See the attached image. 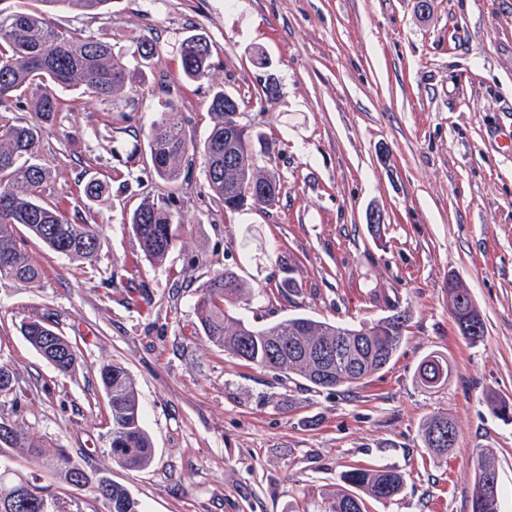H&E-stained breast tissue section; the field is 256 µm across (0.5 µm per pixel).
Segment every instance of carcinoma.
Segmentation results:
<instances>
[{
	"label": "carcinoma",
	"instance_id": "1",
	"mask_svg": "<svg viewBox=\"0 0 512 512\" xmlns=\"http://www.w3.org/2000/svg\"><path fill=\"white\" fill-rule=\"evenodd\" d=\"M49 8L73 5L83 11L108 8L111 0H42ZM187 54L180 55L182 73L188 80L210 77L209 46L204 39L183 40ZM132 79L129 62L112 53L107 33L87 34L83 30L62 29L43 12L0 10V105L9 98L27 94L34 100L33 121L20 123L0 111V280L38 286L42 267L27 249L29 232L49 250L65 256L92 259L98 256L101 239L96 225L71 221L58 205L45 198L50 171L36 162L42 133L60 111L59 90L78 88L86 96L106 100L123 90ZM222 90L209 104L213 125L202 146L187 138L180 112L171 105L156 113L148 130V146L153 172L174 183L182 165H192L203 156L208 187L224 207L236 211L254 201L256 176L277 183L274 174L253 160L251 134L241 130L236 143L224 139V125L233 119L224 112ZM175 214L153 201L142 203L131 215L130 224L144 254L161 259L176 241ZM448 307L462 335L477 343L484 335V323L472 297L458 299L448 289ZM251 298L239 276L226 269L214 273L199 286L196 303L202 333L215 346L248 365L278 371L287 378L298 377L317 388L352 390L362 380L384 368L399 350L411 313L396 311L374 323L358 326L293 316L265 327H257L233 316L226 304ZM22 335L31 347L58 372L68 374L78 361L76 347L41 319L25 322ZM330 338L336 346L330 365L331 377L320 375L300 332ZM99 378L109 409L110 454L113 461L128 469H143L152 462L153 446L142 426L141 407L135 383L120 363L100 367ZM419 382L428 388L448 381V361L427 356L417 368ZM18 379L8 360L0 359V396L17 394ZM424 448L440 455L455 447L454 423L435 415L420 432ZM25 448L39 468L60 482L92 486L93 480L79 481L83 465L65 450L47 449L46 443L30 434L17 420L0 416V447ZM498 470L493 454L478 456L472 491V512H498ZM406 478L387 466L351 468L340 474L336 491L320 506V512H367L366 500L391 501L400 495ZM43 488L7 466L0 468V512H71L62 503H48ZM112 508L107 512H139L138 502L119 484H112Z\"/></svg>",
	"mask_w": 512,
	"mask_h": 512
}]
</instances>
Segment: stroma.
I'll list each match as a JSON object with an SVG mask.
<instances>
[{
    "mask_svg": "<svg viewBox=\"0 0 512 512\" xmlns=\"http://www.w3.org/2000/svg\"><path fill=\"white\" fill-rule=\"evenodd\" d=\"M58 27L108 32L114 54L157 52L107 101L60 92L62 108L38 160L64 216L97 225L96 259L29 239L40 287L0 280V355L13 362L16 400L0 415L123 485L141 512H319L352 465H388L406 485L368 512H471L478 452L493 449L499 512H512V0H112L109 11L51 12ZM199 34L211 76L183 78L178 47ZM275 87L267 96L266 87ZM239 103L252 148L280 184L275 206L224 211L202 158L185 179L154 174L145 130L173 102L188 138L203 142L209 101ZM109 190L89 199V178ZM181 219L175 247L144 257L129 219L144 201ZM378 212L379 224L368 221ZM234 270L252 292L235 316L264 325L296 314L346 324L410 310L404 342L352 391L317 389L239 361L199 330V285ZM468 288L485 325L478 343L448 311V281ZM296 285L281 294L279 283ZM51 322L79 349L57 373L24 339L22 322ZM431 354L448 381H416ZM133 378L154 449L142 470L109 455L103 364ZM449 417L448 454L420 428ZM0 461L36 477L47 496L107 512L93 488L59 487L20 449ZM444 429L447 433V438L441 444L439 439L434 437V433L438 430ZM448 433L450 438L448 439ZM420 437L423 442L424 448L434 452L435 454H448V451L455 447L456 442V429L454 423L442 415H435L426 421L420 432Z\"/></svg>",
    "mask_w": 512,
    "mask_h": 512,
    "instance_id": "35a3bbf8",
    "label": "stroma"
}]
</instances>
